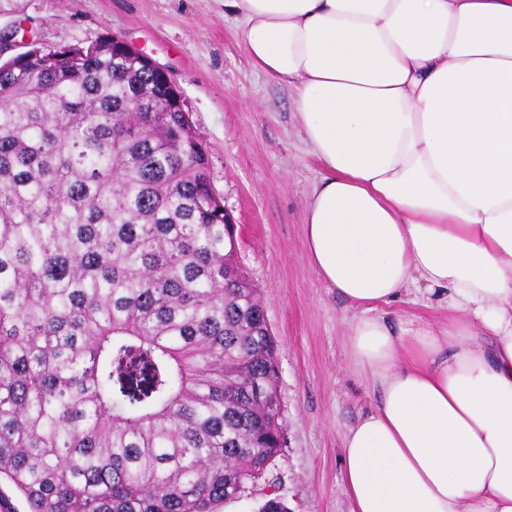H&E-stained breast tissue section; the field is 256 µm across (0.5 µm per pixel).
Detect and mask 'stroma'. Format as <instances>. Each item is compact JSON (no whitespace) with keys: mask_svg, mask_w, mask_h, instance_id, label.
Masks as SVG:
<instances>
[{"mask_svg":"<svg viewBox=\"0 0 512 512\" xmlns=\"http://www.w3.org/2000/svg\"><path fill=\"white\" fill-rule=\"evenodd\" d=\"M112 35L175 78L278 344L285 447L262 480L216 512H258L271 496L288 512H351L343 435L373 397L347 354L346 303L305 256V201L323 170L290 89L252 67L223 0H0V43L10 44L1 62Z\"/></svg>","mask_w":512,"mask_h":512,"instance_id":"1","label":"stroma"}]
</instances>
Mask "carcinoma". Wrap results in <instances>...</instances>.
<instances>
[{"label":"carcinoma","instance_id":"carcinoma-1","mask_svg":"<svg viewBox=\"0 0 512 512\" xmlns=\"http://www.w3.org/2000/svg\"><path fill=\"white\" fill-rule=\"evenodd\" d=\"M0 65V481L214 512L282 452L277 344L166 80L107 36Z\"/></svg>","mask_w":512,"mask_h":512}]
</instances>
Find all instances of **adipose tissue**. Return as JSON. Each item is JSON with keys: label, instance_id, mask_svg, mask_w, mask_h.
Here are the masks:
<instances>
[{"label": "adipose tissue", "instance_id": "obj_1", "mask_svg": "<svg viewBox=\"0 0 512 512\" xmlns=\"http://www.w3.org/2000/svg\"><path fill=\"white\" fill-rule=\"evenodd\" d=\"M224 19L324 169L306 257L375 398L343 437L351 512H512V0H224Z\"/></svg>", "mask_w": 512, "mask_h": 512}]
</instances>
